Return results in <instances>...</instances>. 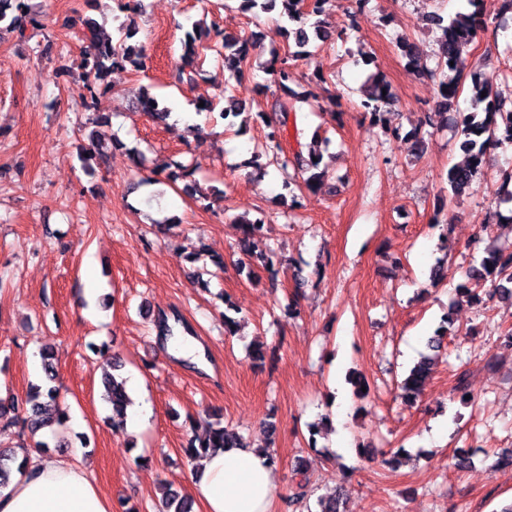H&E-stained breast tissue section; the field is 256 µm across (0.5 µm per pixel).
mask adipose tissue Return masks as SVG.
Returning <instances> with one entry per match:
<instances>
[{
	"label": "adipose tissue",
	"mask_w": 512,
	"mask_h": 512,
	"mask_svg": "<svg viewBox=\"0 0 512 512\" xmlns=\"http://www.w3.org/2000/svg\"><path fill=\"white\" fill-rule=\"evenodd\" d=\"M189 480L203 512H271L273 507L276 470L262 448L204 455ZM0 512H112V505L80 463L40 455L0 489Z\"/></svg>",
	"instance_id": "ef3b65f1"
}]
</instances>
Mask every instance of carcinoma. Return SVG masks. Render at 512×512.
I'll return each mask as SVG.
<instances>
[{
    "label": "carcinoma",
    "mask_w": 512,
    "mask_h": 512,
    "mask_svg": "<svg viewBox=\"0 0 512 512\" xmlns=\"http://www.w3.org/2000/svg\"><path fill=\"white\" fill-rule=\"evenodd\" d=\"M282 2L283 14L288 21L298 23L291 29L296 50L284 55L276 54L271 57L267 67L276 71L285 91H290L288 82L293 80V61L301 55V49L311 42L326 41L331 37L329 31L323 28L321 21H316L307 27L301 23L302 15L319 16L327 0H242L246 10L258 9L268 12L275 7L276 2ZM482 0H468L473 7L471 12H458L447 20L441 15H432L427 19L428 26L440 32L438 37V53L440 60L436 71L439 72L438 107L444 112L454 109L457 97L464 90L463 74L468 50L473 43L478 30L484 24L479 8ZM37 26L36 17L30 15V6L26 0H0V29L15 32L19 37H26L28 27ZM86 33L82 41L86 49L82 53L80 64L81 77L90 94L95 99L97 92L110 86L109 77L117 66L130 64L134 69L143 71L147 68L148 55L140 43L131 44L129 40L138 34L134 22L121 24L114 36L106 35L97 29L94 20L88 18L84 23ZM196 38L193 33H185L182 40L184 57L187 66L195 74L207 78L202 66L194 60ZM212 50L224 61V81L226 87L235 90L242 85L246 72V63L250 58L249 42L238 37L227 36L216 32V40ZM470 112L463 116L457 124V136L460 140L459 149L466 156L462 165L455 164L448 170V205H454L467 194L477 179L487 149L503 142L512 143V133H501L502 125L508 124L512 118V109L506 110L499 99L497 90L489 82L476 77L470 79L469 85ZM366 100L363 107L370 112L376 122L390 132L393 138H399L400 128L393 126L388 119L387 107L390 105L392 93L388 83L380 76L374 75L365 89ZM141 111L147 113L157 124H164L171 115V109L160 103L158 99L146 93L139 101ZM273 110L280 115L279 127H274L267 133L268 149L273 156L281 158L280 168L288 173L292 166L308 174L305 183L308 187L317 186L324 171L319 169L322 156L317 153L315 146H310L308 153L298 151L293 157H288L282 146L283 127L288 122V112L292 111L289 103L275 100ZM161 172L172 184L183 183L182 191L197 202H208L219 194L215 188H203L195 178L196 169L178 160L171 159L164 163ZM497 198L501 204L512 205V169L503 172L497 190ZM240 224L243 237L239 242L240 251L249 255L252 252L254 240L263 235L264 222L254 219H235ZM466 281L456 288L457 301L480 302L482 297L495 296L512 297V250H492L486 252L479 264L472 265L465 272ZM460 332L455 325L452 312H446L442 323L427 341V352L422 354L417 362L409 369L403 379L399 397L406 403H413L422 392L431 376L437 359L445 348L444 342L450 336ZM44 382L31 387L24 401L21 402L22 414L20 419L30 434L35 436L45 428L54 425L61 426L68 420V413L56 406L59 391L52 386L55 380V360L53 351L41 353ZM122 365L115 359L105 358L101 365V383L104 388L103 399L112 406V428L122 427L124 411L131 403L126 388V379L121 374ZM243 446L240 435L217 422L210 427L205 438H195L188 443L187 453L193 459L201 457L209 450L216 448H237ZM24 462L17 461V456L10 448H0V487L8 485L15 472H21ZM343 491L334 495L321 497L317 500L318 512H341ZM164 512H191V504L185 498L169 491L162 497Z\"/></svg>",
    "instance_id": "1"
}]
</instances>
